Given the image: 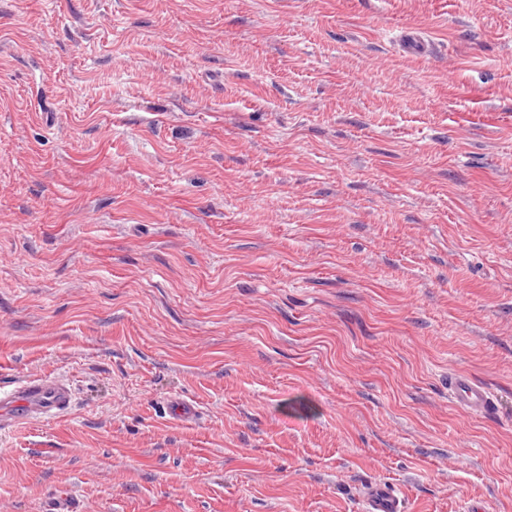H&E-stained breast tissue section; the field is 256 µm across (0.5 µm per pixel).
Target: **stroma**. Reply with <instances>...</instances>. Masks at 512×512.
<instances>
[{
    "label": "stroma",
    "instance_id": "35a3bbf8",
    "mask_svg": "<svg viewBox=\"0 0 512 512\" xmlns=\"http://www.w3.org/2000/svg\"><path fill=\"white\" fill-rule=\"evenodd\" d=\"M50 372L0 512H512V0H0V382ZM448 399L467 413L493 416L498 410V399L485 383L465 373L448 375ZM366 512H405L404 501L395 493L391 485L384 482H372L364 493Z\"/></svg>",
    "mask_w": 512,
    "mask_h": 512
}]
</instances>
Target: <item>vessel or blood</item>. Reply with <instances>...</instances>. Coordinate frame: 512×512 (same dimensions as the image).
Instances as JSON below:
<instances>
[{
    "label": "vessel or blood",
    "mask_w": 512,
    "mask_h": 512,
    "mask_svg": "<svg viewBox=\"0 0 512 512\" xmlns=\"http://www.w3.org/2000/svg\"><path fill=\"white\" fill-rule=\"evenodd\" d=\"M448 398L456 408L471 414L489 417L498 410L494 391L465 373L449 374ZM74 400L67 381L42 373L8 386L0 385V416L17 423L49 422L67 416ZM364 500L365 512H406L404 501L384 482L370 483Z\"/></svg>",
    "instance_id": "b4317fda"
}]
</instances>
